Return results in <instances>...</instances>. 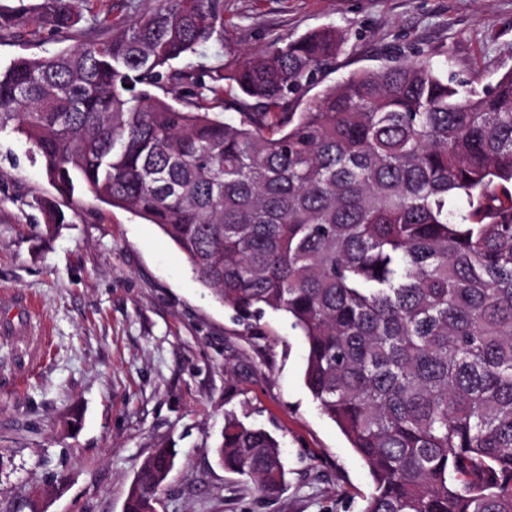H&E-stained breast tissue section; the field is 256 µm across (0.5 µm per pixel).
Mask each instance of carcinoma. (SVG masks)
Here are the masks:
<instances>
[{"mask_svg": "<svg viewBox=\"0 0 512 512\" xmlns=\"http://www.w3.org/2000/svg\"><path fill=\"white\" fill-rule=\"evenodd\" d=\"M73 3L0 5V30L77 32ZM223 26L224 0L96 17L94 39L0 69V129L62 198L157 225L242 320L288 317L305 386L369 469L365 512H512V71L461 92L417 51L303 106L343 34L278 38L226 74L172 67ZM225 80L235 121L215 111ZM214 453L280 493L267 431L229 421ZM175 458L153 449L123 512H155Z\"/></svg>", "mask_w": 512, "mask_h": 512, "instance_id": "1", "label": "carcinoma"}]
</instances>
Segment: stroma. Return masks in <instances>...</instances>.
I'll list each match as a JSON object with an SVG mask.
<instances>
[{
    "mask_svg": "<svg viewBox=\"0 0 512 512\" xmlns=\"http://www.w3.org/2000/svg\"><path fill=\"white\" fill-rule=\"evenodd\" d=\"M327 26L347 32L329 85L417 50L448 54L445 76L479 92L512 71V0H224L220 36L179 64L225 65ZM93 36L2 31L0 68ZM48 201L64 222L46 221ZM1 292L25 296L32 310L0 306V321L31 329L0 335V512H123L159 446L177 458L158 512H364L368 468L307 390L306 344L287 316L239 320L157 225L85 190L60 199L40 155L8 129ZM74 407L71 431L60 418ZM230 419L279 441V495L217 464Z\"/></svg>",
    "mask_w": 512,
    "mask_h": 512,
    "instance_id": "stroma-1",
    "label": "stroma"
}]
</instances>
